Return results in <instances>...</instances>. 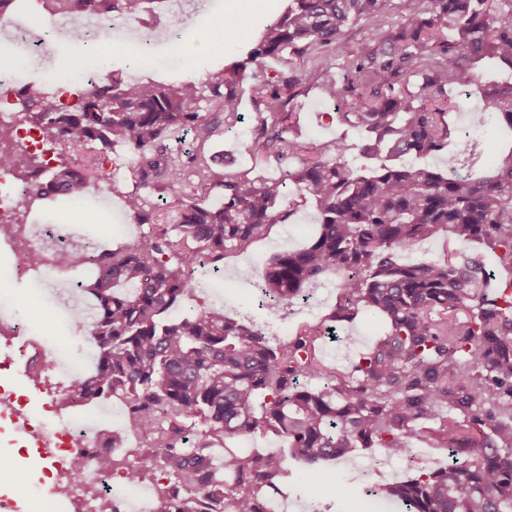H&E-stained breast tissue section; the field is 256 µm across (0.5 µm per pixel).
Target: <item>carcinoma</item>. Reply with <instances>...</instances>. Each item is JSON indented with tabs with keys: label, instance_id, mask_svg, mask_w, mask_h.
I'll return each mask as SVG.
<instances>
[{
	"label": "carcinoma",
	"instance_id": "obj_1",
	"mask_svg": "<svg viewBox=\"0 0 512 512\" xmlns=\"http://www.w3.org/2000/svg\"><path fill=\"white\" fill-rule=\"evenodd\" d=\"M147 0H49L59 16L95 11L103 19H136ZM388 0H288L244 59L225 67L209 86L99 80L79 92L80 104L46 112L43 138L64 136L73 149L121 141L138 157L143 184L180 185L189 177L200 189H224V202L204 206L180 201L178 237L188 243L171 264L167 232L139 237L118 250L69 251L59 265L94 268L85 292L93 297L92 321L73 320L95 346L97 367L69 391L92 401L118 397L127 406L125 425L151 426L149 448L134 450L126 468L136 480L160 470L161 512H257V504L288 478L281 453L224 449L213 463L209 437L234 440L259 430L283 437L295 458L313 466L374 445L393 455L414 448L417 423L435 422L452 460L439 471L384 486L373 493L407 512H512V281L486 293L493 275L468 245L490 249L512 269V156L490 177L464 170L471 136L447 120L452 92L479 78L481 61L512 67V0H399L396 25L380 18ZM373 25L372 36L350 50L349 29ZM309 57L314 75L343 60L342 81H324L330 100L351 102L339 123L362 127L361 152L382 160L368 175L344 161L341 140L316 148L299 140L287 106L302 78L294 71L257 81L259 106L253 137L259 153L298 160L288 172L299 196L314 200L318 237L305 249L271 257L261 279L276 305H288L306 283L344 274L331 321H348L364 310L379 315L384 336L362 354L353 373L321 391L297 385L321 376L314 337L303 329L274 350L263 330L209 306L182 319L169 312L191 295L190 269L228 253H244L291 211L277 208L284 182H259L247 172H222L200 150L221 126L240 120L238 86L247 70H262L268 57ZM512 129V82L482 92L472 125ZM183 129L196 148L186 159L167 160L168 134ZM448 175L419 160L448 151ZM16 127L0 126V164L28 181L31 161L16 148ZM52 182L74 202H85L90 178L70 159H59ZM125 207L139 224H159L137 193ZM442 239L458 248L414 265L398 253L422 240ZM200 418L202 440L187 447L181 422Z\"/></svg>",
	"mask_w": 512,
	"mask_h": 512
}]
</instances>
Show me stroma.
<instances>
[{"mask_svg": "<svg viewBox=\"0 0 512 512\" xmlns=\"http://www.w3.org/2000/svg\"><path fill=\"white\" fill-rule=\"evenodd\" d=\"M227 0H153L149 11L141 18L125 20L124 24L109 31L108 36L114 45L112 55L107 58L108 69L125 80L141 81L157 78L158 81H192L203 85L217 71L225 59L237 55L239 43H229L224 53L203 52L186 57L183 48L193 42L204 31L213 28L216 19L223 17ZM177 30V43H169L164 35L169 30ZM80 29L74 24H60L50 48L42 55L30 59L29 70L41 84L44 92L55 95L57 85L54 74L60 59L84 57L86 47L78 34ZM150 37L152 51L156 57L168 63L164 73H155L151 67H131L128 56L137 49L143 37ZM253 76H246L239 86L242 122L229 130H218L206 143L204 155L213 167L227 171H248L257 178L282 177L296 167L291 158L282 160L275 157L257 156L252 149L250 129L257 122V112L251 96ZM299 120V131L303 141L319 144L336 139H345L350 149L345 159L358 172L375 167L373 159L362 155L359 147L366 133L358 127H346L334 121L339 111H348V103H335L325 99L319 89H309L296 98L292 104ZM111 160L101 163L99 178L93 185L91 204L88 208L89 220L70 221L67 200L42 202L37 212L45 219L63 223L71 238L85 241L104 240L107 247L116 248L120 244L140 236H148L153 228L148 224L136 223L124 206L125 195L140 192L150 205L160 202H174L176 194H192L191 182H183L176 192H159L155 188L139 186L136 178L137 163L134 156L121 144L113 145ZM285 204L294 213L282 224L273 225L267 235L259 240L247 257L227 254L221 265L220 275L215 282L214 294L201 295L187 300L181 307L182 313H192L210 306L213 298H220L229 304L230 314L244 321L254 322L266 329L269 335H277L280 328H287L289 335H296L304 325L316 324L325 320L336 306L337 290L331 289L320 298L314 314H307L300 304L280 307L273 312L260 310L258 294L251 280L240 276L241 265H254L256 258H269L272 255L298 249L309 244L316 236V209L312 201L288 191ZM14 306L20 312H27L30 303H37L48 315V324L32 323L31 330L41 338L38 357L48 360L60 354L73 353L85 347V340L76 338L70 328L73 317L71 309L60 303L51 289L36 290L29 281L9 279L6 284ZM336 339L321 338L318 350L324 360L341 371H350L352 364L361 353L371 348L383 334L381 320L370 313L359 312L351 320L337 323ZM290 476L283 490L289 497L311 503L310 512H403L402 507L391 505L377 496L367 493V483L346 464L329 461L313 468L304 462L292 459L288 462ZM331 473L344 486V495H336L329 483L322 479L323 473Z\"/></svg>", "mask_w": 512, "mask_h": 512, "instance_id": "obj_1", "label": "stroma"}]
</instances>
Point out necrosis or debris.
<instances>
[{"mask_svg":"<svg viewBox=\"0 0 512 512\" xmlns=\"http://www.w3.org/2000/svg\"><path fill=\"white\" fill-rule=\"evenodd\" d=\"M101 31L96 21L84 28V40L90 49L87 61L58 72L57 80L76 87L103 76L105 66L94 50ZM43 189L42 181L21 183L13 167L0 166V256L6 258L11 273L50 288L54 285L58 252L72 247L63 225L15 221L16 203L22 194ZM28 333L17 309L8 303L0 307V345L11 362L25 370L30 367L28 349L34 344ZM33 384L42 396L43 416L39 419L22 407L11 390L0 386V434L6 444L24 454H38L56 472L52 484L32 483L25 487V494L46 500L48 512H112L118 501L131 505L133 512H158L156 499L139 481L117 482L111 470L100 467V460L124 452L110 425L87 428L82 422L86 401L59 398L46 373H39ZM89 486L97 488V502L86 498L84 491Z\"/></svg>","mask_w":512,"mask_h":512,"instance_id":"necrosis-or-debris-1","label":"necrosis or debris"}]
</instances>
